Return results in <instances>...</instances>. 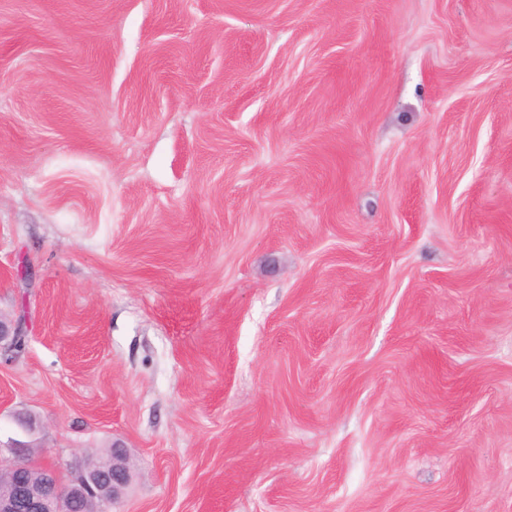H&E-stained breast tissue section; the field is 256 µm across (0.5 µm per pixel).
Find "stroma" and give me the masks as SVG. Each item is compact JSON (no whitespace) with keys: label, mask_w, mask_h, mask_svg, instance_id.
Returning a JSON list of instances; mask_svg holds the SVG:
<instances>
[{"label":"stroma","mask_w":512,"mask_h":512,"mask_svg":"<svg viewBox=\"0 0 512 512\" xmlns=\"http://www.w3.org/2000/svg\"><path fill=\"white\" fill-rule=\"evenodd\" d=\"M20 317L106 512H512V0H0Z\"/></svg>","instance_id":"1"}]
</instances>
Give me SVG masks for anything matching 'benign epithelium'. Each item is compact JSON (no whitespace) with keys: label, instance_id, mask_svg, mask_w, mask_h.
I'll return each instance as SVG.
<instances>
[{"label":"benign epithelium","instance_id":"obj_1","mask_svg":"<svg viewBox=\"0 0 512 512\" xmlns=\"http://www.w3.org/2000/svg\"><path fill=\"white\" fill-rule=\"evenodd\" d=\"M22 336L19 321L0 319V348L4 352H12ZM125 462L126 452L114 445L112 466L88 458L66 486L50 464L38 467L39 477L33 481L22 478L30 470L26 462L0 464V512H104V506L117 499L130 481Z\"/></svg>","mask_w":512,"mask_h":512}]
</instances>
